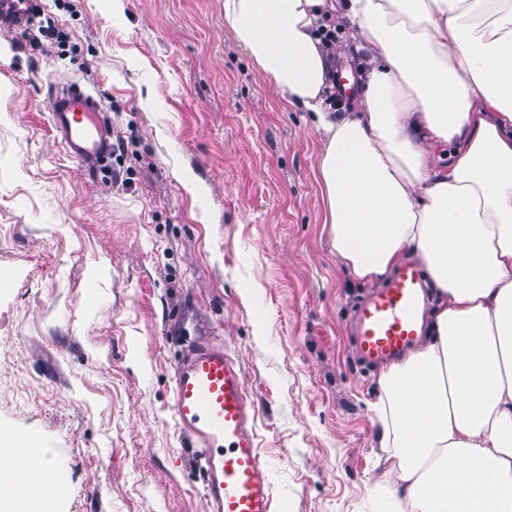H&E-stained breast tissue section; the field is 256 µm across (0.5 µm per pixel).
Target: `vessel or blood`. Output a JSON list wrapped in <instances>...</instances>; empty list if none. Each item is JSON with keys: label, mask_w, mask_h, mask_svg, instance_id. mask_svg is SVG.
Returning <instances> with one entry per match:
<instances>
[{"label": "vessel or blood", "mask_w": 512, "mask_h": 512, "mask_svg": "<svg viewBox=\"0 0 512 512\" xmlns=\"http://www.w3.org/2000/svg\"><path fill=\"white\" fill-rule=\"evenodd\" d=\"M40 0H0V31L28 30ZM49 123L64 153L87 175L112 153V122L79 86H54ZM422 269L404 265L390 283L370 294L354 315L359 359L375 365L401 356L420 336ZM173 410L203 470L205 512H275L270 472L260 454L255 409L241 365L223 344L189 342L175 374Z\"/></svg>", "instance_id": "b4317fda"}]
</instances>
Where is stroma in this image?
Instances as JSON below:
<instances>
[{"label":"stroma","instance_id":"stroma-1","mask_svg":"<svg viewBox=\"0 0 512 512\" xmlns=\"http://www.w3.org/2000/svg\"><path fill=\"white\" fill-rule=\"evenodd\" d=\"M58 46L0 35V429L34 435L59 512H204L172 411L182 346L245 373L276 512H384L380 367L350 324L371 285L333 253L306 113L224 25V0H43ZM330 65L370 68L341 11ZM112 118L85 175L48 124L53 84Z\"/></svg>","mask_w":512,"mask_h":512}]
</instances>
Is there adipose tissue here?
I'll use <instances>...</instances> for the list:
<instances>
[{
  "mask_svg": "<svg viewBox=\"0 0 512 512\" xmlns=\"http://www.w3.org/2000/svg\"><path fill=\"white\" fill-rule=\"evenodd\" d=\"M326 7L224 0V23L312 115L340 265L377 285L413 259L430 287L420 342L381 373L378 460L410 512H512V0H345L373 61L356 112L323 105ZM42 455L0 431V512H55Z\"/></svg>",
  "mask_w": 512,
  "mask_h": 512,
  "instance_id": "1",
  "label": "adipose tissue"
}]
</instances>
